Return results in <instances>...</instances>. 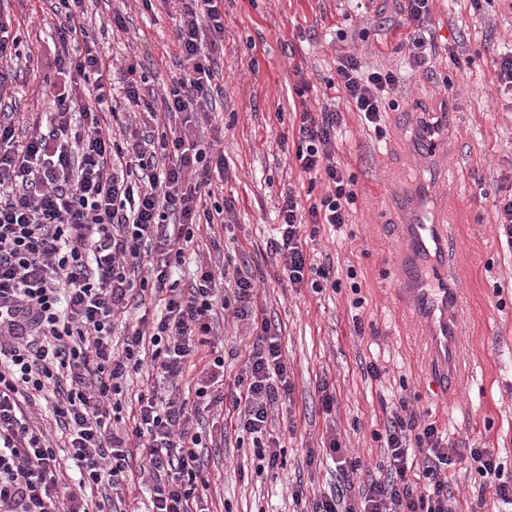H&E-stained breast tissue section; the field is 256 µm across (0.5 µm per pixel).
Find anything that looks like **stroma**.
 <instances>
[{"mask_svg":"<svg viewBox=\"0 0 512 512\" xmlns=\"http://www.w3.org/2000/svg\"><path fill=\"white\" fill-rule=\"evenodd\" d=\"M405 0H224V44L214 53L220 89L200 129L209 154H223L224 172L213 177L207 210H225L222 225L202 232L185 250L181 280L190 282L202 262L251 275L258 286L260 317L279 334L289 392L271 410L268 431L283 450L280 467L259 471L251 439L227 428L216 445L202 449L209 479L203 502L209 512H294L295 490L306 498L334 491L341 482L326 451L336 435L360 474L379 475L385 461L383 431L388 408L406 399L419 419L436 422L460 455L472 448L497 449L512 467V248L495 219L500 187L512 184V92L501 90L495 60L512 44V0H430L431 73L412 68L407 34L399 18ZM128 16L126 31L105 33L98 46L121 82L131 58L140 59L147 89L161 91L178 72L172 31L176 14L163 0L144 8L140 0H98L93 15ZM21 34L23 78L10 84L13 119L31 127L49 110L45 89L63 84L54 67L58 47L51 31L58 18L49 0H0ZM356 54L365 69H397L403 82L392 93L395 108L379 127L344 109L336 157L355 181L356 200L341 230L321 226L307 245L316 264L331 263L339 288H294L267 252L276 235L280 197L292 189L299 200L322 196L324 180L301 171L288 143L294 105L333 106L339 53ZM304 96H297V88ZM449 109L448 150L442 163L418 161L401 149L416 141L420 123ZM412 185L420 202L446 192L455 249L448 285L469 296L460 326L469 354L466 381L448 396L434 385L416 340L417 327L399 309L386 267L401 242L391 231L403 223L390 207L392 185ZM356 279H349L348 269ZM360 284L353 294L352 284ZM361 299L354 307L353 299ZM365 326L353 330V317ZM253 331L249 322L226 318L213 344L224 353V382L244 367ZM380 379L367 372L369 363ZM328 380L336 413L326 415L317 385ZM463 512L492 502L493 490L469 465L448 473Z\"/></svg>","mask_w":512,"mask_h":512,"instance_id":"stroma-1","label":"stroma"}]
</instances>
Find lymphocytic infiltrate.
Instances as JSON below:
<instances>
[{
  "mask_svg": "<svg viewBox=\"0 0 512 512\" xmlns=\"http://www.w3.org/2000/svg\"><path fill=\"white\" fill-rule=\"evenodd\" d=\"M177 2L181 73L159 98L145 95V76L133 64L115 87L85 26L86 0H56L55 68L70 86L53 94L45 125L31 133L0 119V512H104L93 505L94 491L125 484L136 448L141 474L153 481L151 512H197L209 481L194 423L222 402L223 356L204 365L194 403L155 388L131 403L124 397L128 379L146 364L161 382L182 378L188 360L210 345L220 309L260 327L235 379L232 408L258 459L267 469L279 466L283 451L265 434L286 364L279 336L255 310V282L237 277L232 293L221 294L210 268L186 286L177 277L201 224L214 222L201 216L200 203L213 193L212 169L224 167L195 139L216 89L202 45L223 44L224 3ZM336 76L337 92L372 125L403 79L397 70L363 72L351 55L338 58ZM112 98L123 108L117 132L103 127ZM142 114L150 119L145 131L133 125ZM297 118L295 157L303 172L325 178L328 191L305 208L286 192L280 235L269 247L291 287L307 280L318 293L339 282L331 266L309 262L302 230L347 224L355 182L336 159L341 110L304 108ZM150 296L159 299L160 315L140 317L114 348L118 324ZM47 397L79 470L69 483L53 438L31 412ZM123 411L128 418L116 425L113 416ZM384 427L379 476L359 481L345 470L335 492L308 502L309 512H460L447 476L460 455L435 422L418 420L403 402ZM468 460L495 489L493 512H512V473L496 450L470 449Z\"/></svg>",
  "mask_w": 512,
  "mask_h": 512,
  "instance_id": "lymphocytic-infiltrate-1",
  "label": "lymphocytic infiltrate"
}]
</instances>
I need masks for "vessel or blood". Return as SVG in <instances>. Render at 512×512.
I'll use <instances>...</instances> for the list:
<instances>
[{"mask_svg": "<svg viewBox=\"0 0 512 512\" xmlns=\"http://www.w3.org/2000/svg\"><path fill=\"white\" fill-rule=\"evenodd\" d=\"M446 220L445 207L439 203L426 216H414L411 222L400 225L403 247L392 268V281L401 305L422 322L426 354L444 389L453 393L462 379L466 342L460 318L466 300L448 285V256L454 242L448 236Z\"/></svg>", "mask_w": 512, "mask_h": 512, "instance_id": "1", "label": "vessel or blood"}]
</instances>
